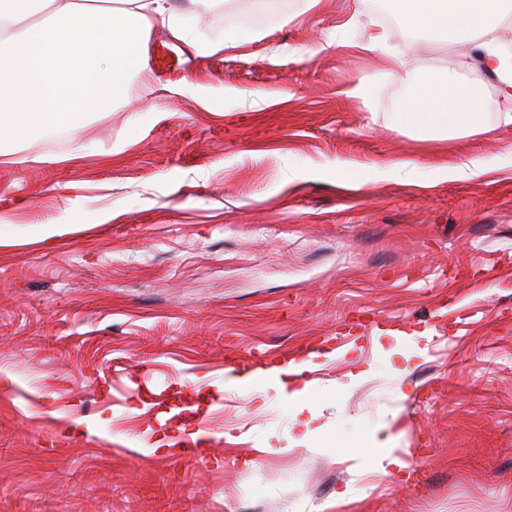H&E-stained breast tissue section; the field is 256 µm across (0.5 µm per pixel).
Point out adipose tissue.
<instances>
[{
  "label": "adipose tissue",
  "mask_w": 512,
  "mask_h": 512,
  "mask_svg": "<svg viewBox=\"0 0 512 512\" xmlns=\"http://www.w3.org/2000/svg\"><path fill=\"white\" fill-rule=\"evenodd\" d=\"M504 0H397L403 26L438 33L455 41L479 40L480 61L498 76L503 95L512 101V58L497 47ZM0 101L14 108L35 102L39 129L76 130V115L104 112L124 100L131 73L149 68V40L161 27L178 39L185 33L170 0H119L118 7L100 0H0ZM392 65L407 71L411 95L399 114L401 122L424 135L484 130L482 112L470 85L456 73L408 72L403 58ZM288 400L295 407L298 434L305 443L319 427L317 398L311 384L288 378ZM370 457V473L389 476L409 471L407 456L384 446L349 448L347 462Z\"/></svg>",
  "instance_id": "obj_1"
}]
</instances>
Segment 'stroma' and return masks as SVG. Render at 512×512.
Listing matches in <instances>:
<instances>
[{
    "instance_id": "stroma-1",
    "label": "stroma",
    "mask_w": 512,
    "mask_h": 512,
    "mask_svg": "<svg viewBox=\"0 0 512 512\" xmlns=\"http://www.w3.org/2000/svg\"><path fill=\"white\" fill-rule=\"evenodd\" d=\"M174 2L190 40L155 30L125 101L0 157V512H322L345 489L356 512H512L499 79L476 58L463 74L490 133L425 137L385 57L451 69L471 39L388 24L372 0L220 26L213 8L259 0ZM475 158L485 173L449 177ZM292 360L317 363L310 448H289L275 380L261 403L224 386ZM388 422L409 480L342 458Z\"/></svg>"
}]
</instances>
